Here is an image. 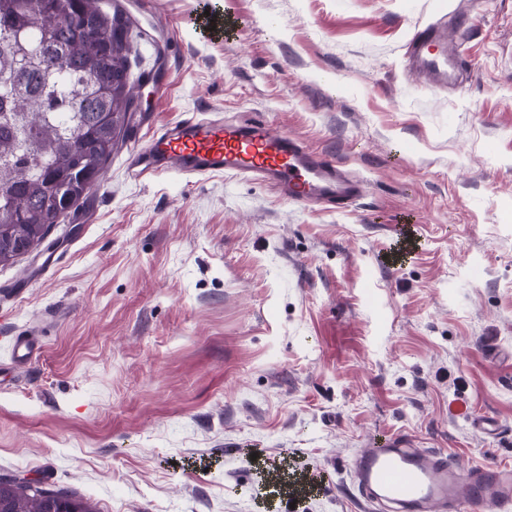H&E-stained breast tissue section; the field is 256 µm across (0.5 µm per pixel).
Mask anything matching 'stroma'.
Segmentation results:
<instances>
[{"label": "stroma", "instance_id": "stroma-1", "mask_svg": "<svg viewBox=\"0 0 512 512\" xmlns=\"http://www.w3.org/2000/svg\"><path fill=\"white\" fill-rule=\"evenodd\" d=\"M119 2L143 102L100 185L0 263V475L95 512H366L349 464L389 439L512 464V0ZM438 21L463 55L436 86L406 51ZM192 116L267 123L363 195L130 178ZM256 451L314 492L262 499Z\"/></svg>", "mask_w": 512, "mask_h": 512}]
</instances>
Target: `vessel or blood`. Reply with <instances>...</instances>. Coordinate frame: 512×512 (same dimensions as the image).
I'll list each match as a JSON object with an SVG mask.
<instances>
[{
	"mask_svg": "<svg viewBox=\"0 0 512 512\" xmlns=\"http://www.w3.org/2000/svg\"><path fill=\"white\" fill-rule=\"evenodd\" d=\"M408 50L412 59L438 74L445 73L449 56L460 53L436 28L417 32ZM146 153L147 161L130 167L132 178L173 171L193 178L259 177L288 200L315 199L331 209L347 207L362 193L358 182L263 123L189 119L155 136ZM350 472L364 498L386 504L390 512H512L508 464L465 469L444 451L414 448L393 439L384 447L356 454Z\"/></svg>",
	"mask_w": 512,
	"mask_h": 512,
	"instance_id": "obj_1",
	"label": "vessel or blood"
}]
</instances>
